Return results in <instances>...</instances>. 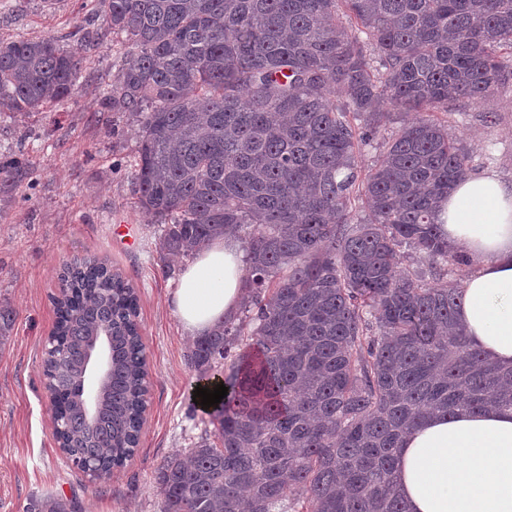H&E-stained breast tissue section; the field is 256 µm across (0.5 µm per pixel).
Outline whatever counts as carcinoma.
Here are the masks:
<instances>
[{"label":"carcinoma","instance_id":"obj_1","mask_svg":"<svg viewBox=\"0 0 512 512\" xmlns=\"http://www.w3.org/2000/svg\"><path fill=\"white\" fill-rule=\"evenodd\" d=\"M131 50L110 103L136 117L132 175L162 226L161 270L231 234L246 252L245 318L196 338L204 377L231 359L213 431L157 469L163 512H405L393 478L407 430L429 413L512 410V367L457 321L462 289L434 222L472 171L445 120L512 81V0H99ZM82 44L0 43V110L69 96ZM393 112H425L382 144ZM367 211V217L359 211ZM407 244L432 281L402 266ZM56 300L65 356L46 387L71 419L74 459L120 467L138 445L147 376L135 289L104 261L66 268ZM15 313L0 303V347ZM111 332L108 404L85 424L71 388L82 340ZM32 512H76L48 496ZM427 115L425 112H394L390 123L387 124L386 130H382V135L379 140V145L374 144L363 146L358 153V165L362 169H366L371 166L374 161L378 158L382 151L381 143L384 138L387 140L391 134H393L401 125L402 120H413L422 116ZM376 147V148H375Z\"/></svg>","mask_w":512,"mask_h":512}]
</instances>
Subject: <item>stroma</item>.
<instances>
[{
	"label": "stroma",
	"mask_w": 512,
	"mask_h": 512,
	"mask_svg": "<svg viewBox=\"0 0 512 512\" xmlns=\"http://www.w3.org/2000/svg\"><path fill=\"white\" fill-rule=\"evenodd\" d=\"M56 38L88 41L75 93L39 112H0V161L25 157L26 174H0V301L16 312L0 349V512H26L53 495L80 512H162L156 469L186 455L209 428L193 400L194 342L172 312L176 277L164 274L156 252L161 226L143 210L131 174L138 125L106 98L127 51L123 37L102 26L97 0H0V41ZM448 134L470 152L474 173L512 180V86L487 100L461 103ZM132 225L130 249L115 233ZM106 261L139 297L140 333L148 367V407L140 442L125 466L91 481L53 438L43 374L44 344L55 326V301L66 264Z\"/></svg>",
	"instance_id": "stroma-1"
}]
</instances>
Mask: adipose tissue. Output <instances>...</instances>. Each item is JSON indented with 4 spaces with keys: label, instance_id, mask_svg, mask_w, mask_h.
Returning a JSON list of instances; mask_svg holds the SVG:
<instances>
[{
    "label": "adipose tissue",
    "instance_id": "obj_1",
    "mask_svg": "<svg viewBox=\"0 0 512 512\" xmlns=\"http://www.w3.org/2000/svg\"><path fill=\"white\" fill-rule=\"evenodd\" d=\"M449 245L474 269L458 320L471 344L512 366V181L493 172L459 181L437 209ZM245 264L233 237L215 241L183 269L171 307L200 336L233 317ZM407 512H512V410L433 414L409 430L394 471Z\"/></svg>",
    "mask_w": 512,
    "mask_h": 512
}]
</instances>
